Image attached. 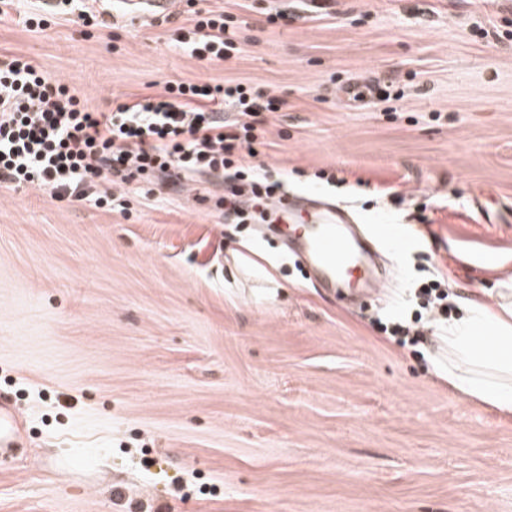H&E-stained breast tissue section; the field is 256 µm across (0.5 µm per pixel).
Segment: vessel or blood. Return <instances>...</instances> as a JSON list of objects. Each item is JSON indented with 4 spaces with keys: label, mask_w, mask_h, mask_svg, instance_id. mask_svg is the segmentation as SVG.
<instances>
[{
    "label": "vessel or blood",
    "mask_w": 512,
    "mask_h": 512,
    "mask_svg": "<svg viewBox=\"0 0 512 512\" xmlns=\"http://www.w3.org/2000/svg\"><path fill=\"white\" fill-rule=\"evenodd\" d=\"M288 227V242L317 273L322 288L328 291L371 294L381 286L378 277L364 266L365 257L380 240L391 236L389 225L376 226L367 235H357L349 213L339 206L300 196L275 206ZM17 412L0 403V447L14 445Z\"/></svg>",
    "instance_id": "b4317fda"
}]
</instances>
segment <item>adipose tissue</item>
<instances>
[{
	"label": "adipose tissue",
	"instance_id": "adipose-tissue-1",
	"mask_svg": "<svg viewBox=\"0 0 512 512\" xmlns=\"http://www.w3.org/2000/svg\"><path fill=\"white\" fill-rule=\"evenodd\" d=\"M492 339L482 347L479 337ZM436 373L461 395L512 414V289L502 288L495 302L475 295L449 320L438 337Z\"/></svg>",
	"mask_w": 512,
	"mask_h": 512
}]
</instances>
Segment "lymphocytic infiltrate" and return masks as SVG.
Instances as JSON below:
<instances>
[{
  "mask_svg": "<svg viewBox=\"0 0 512 512\" xmlns=\"http://www.w3.org/2000/svg\"><path fill=\"white\" fill-rule=\"evenodd\" d=\"M223 14L198 10L187 44L193 57L215 61L233 43ZM233 119H224V109ZM279 99L243 85L170 81L162 91L98 112L69 85L24 56L0 57V187L36 188L53 199L126 208L107 184L183 186L199 173L221 176L224 213L245 222L247 208H263L283 188L260 165L241 162L262 113Z\"/></svg>",
  "mask_w": 512,
  "mask_h": 512,
  "instance_id": "f902f5d3",
  "label": "lymphocytic infiltrate"
}]
</instances>
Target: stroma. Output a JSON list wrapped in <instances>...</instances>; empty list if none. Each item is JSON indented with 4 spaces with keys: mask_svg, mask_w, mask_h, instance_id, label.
<instances>
[{
    "mask_svg": "<svg viewBox=\"0 0 512 512\" xmlns=\"http://www.w3.org/2000/svg\"><path fill=\"white\" fill-rule=\"evenodd\" d=\"M196 6L230 16L226 58L181 44ZM0 53L99 112L172 80L274 91L250 163L395 229L352 305L208 174L113 185L127 215L0 188V512H512V414L435 375V331L379 329L440 269L452 304L512 286V0H196L104 28L22 0ZM421 320L422 314H416L411 322L394 321L389 323V325L381 326V329L384 333L396 338L401 345H405L406 342L415 345L423 340V332L418 326ZM17 425V412L15 408L6 404L4 401L0 403V449L12 448L14 446L15 430Z\"/></svg>",
    "mask_w": 512,
    "mask_h": 512,
    "instance_id": "35a3bbf8",
    "label": "stroma"
}]
</instances>
